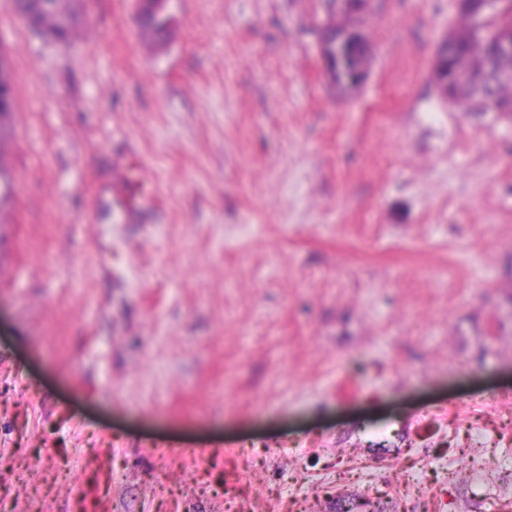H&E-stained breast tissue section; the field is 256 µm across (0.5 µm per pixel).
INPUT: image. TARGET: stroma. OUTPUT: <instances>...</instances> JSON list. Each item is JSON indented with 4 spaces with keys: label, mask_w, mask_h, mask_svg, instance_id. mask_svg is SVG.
Here are the masks:
<instances>
[{
    "label": "stroma",
    "mask_w": 512,
    "mask_h": 512,
    "mask_svg": "<svg viewBox=\"0 0 512 512\" xmlns=\"http://www.w3.org/2000/svg\"><path fill=\"white\" fill-rule=\"evenodd\" d=\"M0 0V512H512V119L453 0ZM9 8L32 31L47 38L70 44L84 21V11L75 0H52L46 8L43 1L9 0ZM12 3V7L9 3ZM483 12L469 5L459 8L460 25L448 33L440 50L448 55V73L455 81L454 103H480L496 111L512 101V54L494 55L488 50L512 36V1L488 0Z\"/></svg>",
    "instance_id": "stroma-1"
}]
</instances>
